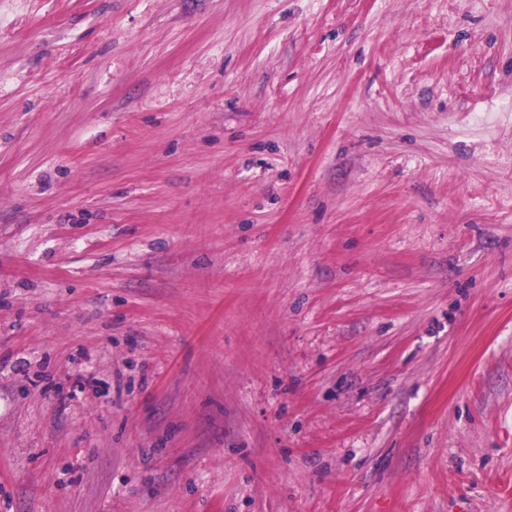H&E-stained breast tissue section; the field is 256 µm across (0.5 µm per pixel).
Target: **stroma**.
<instances>
[{
	"label": "stroma",
	"instance_id": "stroma-1",
	"mask_svg": "<svg viewBox=\"0 0 512 512\" xmlns=\"http://www.w3.org/2000/svg\"><path fill=\"white\" fill-rule=\"evenodd\" d=\"M0 512H512V0H0Z\"/></svg>",
	"mask_w": 512,
	"mask_h": 512
}]
</instances>
